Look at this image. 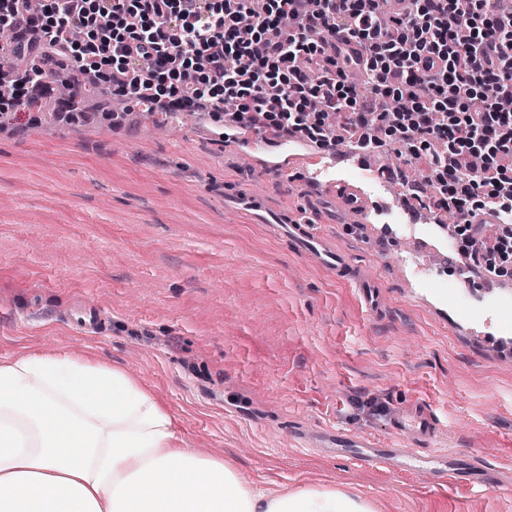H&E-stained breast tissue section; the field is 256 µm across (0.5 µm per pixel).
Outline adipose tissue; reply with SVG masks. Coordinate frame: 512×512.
<instances>
[{
	"label": "adipose tissue",
	"mask_w": 512,
	"mask_h": 512,
	"mask_svg": "<svg viewBox=\"0 0 512 512\" xmlns=\"http://www.w3.org/2000/svg\"><path fill=\"white\" fill-rule=\"evenodd\" d=\"M0 512H375L324 484L267 490L184 445L152 387L91 355L0 360Z\"/></svg>",
	"instance_id": "1"
}]
</instances>
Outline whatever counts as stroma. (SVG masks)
<instances>
[{
	"instance_id": "obj_1",
	"label": "stroma",
	"mask_w": 512,
	"mask_h": 512,
	"mask_svg": "<svg viewBox=\"0 0 512 512\" xmlns=\"http://www.w3.org/2000/svg\"><path fill=\"white\" fill-rule=\"evenodd\" d=\"M118 113L77 125L0 121V358L33 347L96 353L155 387L187 447L275 489L332 485L376 512H512V491L435 486L319 455L290 435L336 428L388 442L394 412L418 402L442 425L441 452L512 473V359L410 295L428 226L407 230L410 251L383 247L365 225L337 223L334 201L249 173L207 116L162 132L131 104ZM236 193L306 221L372 272L381 315L249 223L224 200ZM85 302L104 317L102 333L70 320ZM371 398L384 414L358 412Z\"/></svg>"
}]
</instances>
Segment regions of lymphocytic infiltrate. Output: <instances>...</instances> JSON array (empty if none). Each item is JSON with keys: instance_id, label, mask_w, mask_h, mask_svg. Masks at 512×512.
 I'll list each match as a JSON object with an SVG mask.
<instances>
[{"instance_id": "obj_1", "label": "lymphocytic infiltrate", "mask_w": 512, "mask_h": 512, "mask_svg": "<svg viewBox=\"0 0 512 512\" xmlns=\"http://www.w3.org/2000/svg\"><path fill=\"white\" fill-rule=\"evenodd\" d=\"M0 0V62L29 66L0 84L7 112L37 111L67 82L145 112H220L226 125L326 143L396 145L438 210L461 216L462 255L499 275L512 224L485 234L474 216L512 209V12L497 0ZM365 50L342 65L336 31Z\"/></svg>"}]
</instances>
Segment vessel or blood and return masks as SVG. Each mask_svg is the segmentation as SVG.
Instances as JSON below:
<instances>
[{"label": "vessel or blood", "mask_w": 512, "mask_h": 512, "mask_svg": "<svg viewBox=\"0 0 512 512\" xmlns=\"http://www.w3.org/2000/svg\"><path fill=\"white\" fill-rule=\"evenodd\" d=\"M235 140L253 173L269 174L288 185H297L310 197L335 199L347 209L352 224H382L390 217H404L409 223H439L440 213L420 207L409 196L393 193L396 176L388 170L371 169V153L361 147L341 144L315 145L294 137L246 131ZM274 233L287 236L320 266L338 278L353 281L368 312L380 314L382 302L372 278L356 272L349 258L316 237L308 225L285 220L270 225ZM392 427L406 440L403 448L386 447L379 438L344 430L308 431L293 427V434L309 447L328 456L345 457L359 465H375L388 470L417 462L433 483L445 481L477 489L503 487L499 470L480 458L459 459L442 453L419 455V448L436 440L442 428L433 410L423 404L398 409Z\"/></svg>", "instance_id": "vessel-or-blood-1"}]
</instances>
